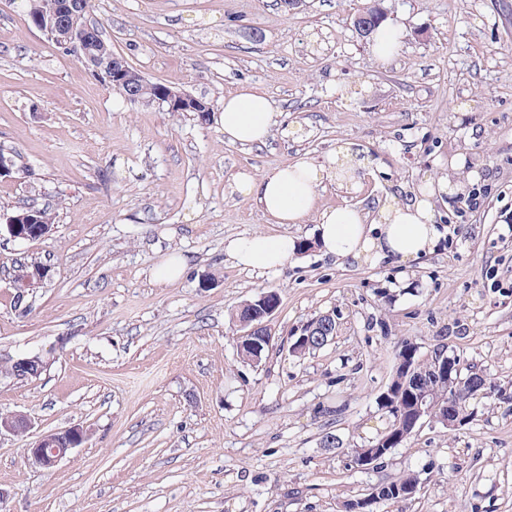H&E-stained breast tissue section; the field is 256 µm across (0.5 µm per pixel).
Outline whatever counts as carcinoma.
Returning a JSON list of instances; mask_svg holds the SVG:
<instances>
[{"mask_svg": "<svg viewBox=\"0 0 512 512\" xmlns=\"http://www.w3.org/2000/svg\"><path fill=\"white\" fill-rule=\"evenodd\" d=\"M30 19L49 15L54 0H23ZM478 377L475 366L465 370L460 366L456 356L447 357L438 354L423 362L419 360L418 346L413 342H404L398 353V362L386 390L378 398V405L388 415L387 429L370 442L374 448H383L385 458L390 451L406 443L411 434L409 431L413 417L416 389L423 384L425 389L441 399V406L434 419L448 417L453 411V420L462 424L473 414L471 406L474 396L471 395L470 384ZM453 407H448V402ZM418 487V477L407 473L395 480L384 481L373 487L377 496L388 501H406L414 497Z\"/></svg>", "mask_w": 512, "mask_h": 512, "instance_id": "1", "label": "carcinoma"}]
</instances>
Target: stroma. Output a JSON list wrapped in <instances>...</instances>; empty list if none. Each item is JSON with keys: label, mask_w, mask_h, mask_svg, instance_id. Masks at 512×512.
<instances>
[{"label": "stroma", "mask_w": 512, "mask_h": 512, "mask_svg": "<svg viewBox=\"0 0 512 512\" xmlns=\"http://www.w3.org/2000/svg\"><path fill=\"white\" fill-rule=\"evenodd\" d=\"M367 0H92L89 19L147 81L204 98L207 121L132 103L48 40L19 0H0V226L48 207L49 236L0 229V364L40 356L39 378L0 374V512H344L381 481L420 489L373 512H512V0H384L402 46L387 64L354 28ZM255 87L277 124L264 144L229 143L225 96ZM349 141L374 160L361 192L319 188L317 208L365 207L415 189L456 158L467 193L450 198L433 255L399 272L322 255L316 218L274 224L232 185ZM298 239L280 271L227 258L230 238ZM179 253L169 284L150 272ZM48 277L18 316V262ZM273 290V346L243 361L232 315ZM331 313L336 334L302 357L291 344ZM429 360L477 364L495 390L454 428L424 422L374 467L353 454L387 419L379 395L403 342ZM75 425L85 442L53 471L27 461L30 437ZM340 447H325L326 433ZM24 213H29L38 216L39 224H49L50 227L52 226L53 222L51 214L48 213L46 209L28 204V206H24L16 210L13 215L16 216ZM34 222V218L28 214L18 216L16 218H8L6 230L15 240L29 241L31 240L32 236L28 235V231L26 230V228L28 227V224H31L30 227H28L30 233L33 232L34 230H37V226H39V224H33Z\"/></svg>", "instance_id": "1"}]
</instances>
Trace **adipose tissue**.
I'll return each mask as SVG.
<instances>
[{
  "mask_svg": "<svg viewBox=\"0 0 512 512\" xmlns=\"http://www.w3.org/2000/svg\"><path fill=\"white\" fill-rule=\"evenodd\" d=\"M220 121L225 139L243 145L265 143L276 124L268 97L250 87L225 97ZM367 162V157L345 143L320 165L300 158L259 178L238 175L234 189L252 198L277 224H300L310 213H317V242L324 254L339 259L359 264L389 259L406 266L431 253L439 241L436 201L461 193L465 187L455 177L456 165H449L447 176L420 186L414 197L385 198L367 213L349 206L315 210L317 190L323 183L359 190L360 172ZM224 250L245 268L265 273L283 267L294 256L296 243L286 235L256 232L228 240Z\"/></svg>",
  "mask_w": 512,
  "mask_h": 512,
  "instance_id": "1",
  "label": "adipose tissue"
}]
</instances>
